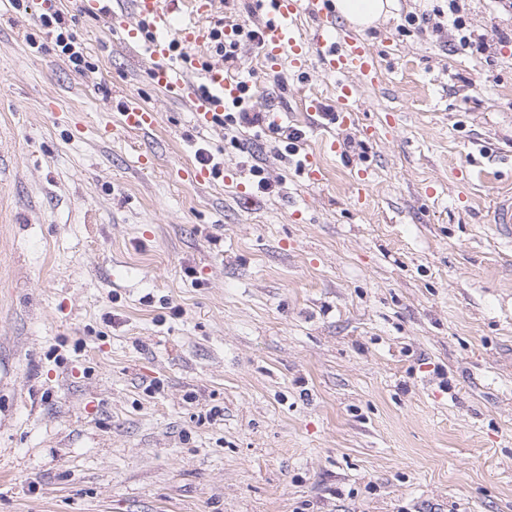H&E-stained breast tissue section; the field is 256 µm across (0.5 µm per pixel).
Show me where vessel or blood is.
Returning <instances> with one entry per match:
<instances>
[{
    "instance_id": "1",
    "label": "vessel or blood",
    "mask_w": 512,
    "mask_h": 512,
    "mask_svg": "<svg viewBox=\"0 0 512 512\" xmlns=\"http://www.w3.org/2000/svg\"><path fill=\"white\" fill-rule=\"evenodd\" d=\"M103 2L86 0L85 7L105 12L115 32L130 43H142L154 62L153 82L170 100L189 107L199 129H208L214 114L223 112L225 102L236 98L240 87L239 80L225 77L223 65L208 66L199 80L191 70L196 52L209 37L198 20L209 14L215 0H113L108 9ZM259 6L264 12L262 47L271 71L286 66L302 72L309 61H317L323 72L338 78L340 109L333 113L332 121L337 127H350L357 85H374L381 73L380 61L369 42L342 23L327 0H259ZM303 14L314 21L306 34L294 25ZM141 20L152 24V35L144 43L138 38L137 23ZM349 74L358 77V84L346 82ZM156 123V112L144 107L134 95L124 96L120 112L124 131L147 132ZM493 222L500 235H512V196L498 199Z\"/></svg>"
}]
</instances>
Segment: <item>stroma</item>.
I'll use <instances>...</instances> for the list:
<instances>
[{
  "mask_svg": "<svg viewBox=\"0 0 512 512\" xmlns=\"http://www.w3.org/2000/svg\"><path fill=\"white\" fill-rule=\"evenodd\" d=\"M54 6L83 71L43 0L0 12V512H512V41L454 50L448 0H397L335 155V78L240 39L224 70L293 153L199 133L104 14ZM40 18L44 28L49 29L56 25L54 26V28H57L55 44L61 48L63 54L68 55V59L74 65V68L80 70L83 67L82 64L85 66V59L82 52L76 50V44H78L77 37L74 32L70 31L65 26L62 13L50 7L45 13H42ZM120 126L126 132H147L157 123V113L144 107L132 94L123 97L121 104ZM282 113L284 112H280L274 108L269 109V120L276 125H271L268 123L265 129L267 132L266 135L270 138V142L280 143L289 141L288 144L292 145V148L295 149V142H299L302 137L301 132L300 130L293 129L290 126H281L280 124H282ZM496 231L507 238L512 235V196L499 198L494 208Z\"/></svg>",
  "mask_w": 512,
  "mask_h": 512,
  "instance_id": "1",
  "label": "stroma"
}]
</instances>
